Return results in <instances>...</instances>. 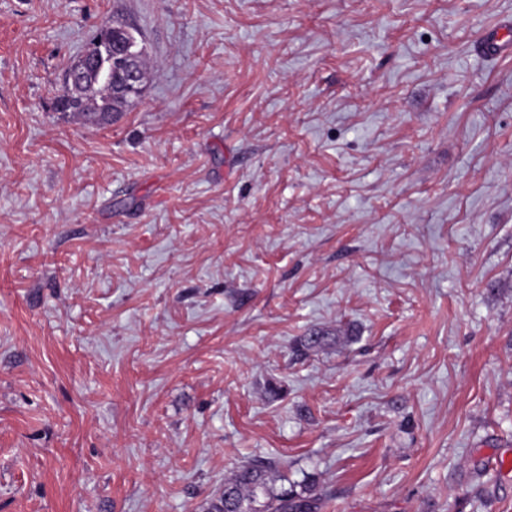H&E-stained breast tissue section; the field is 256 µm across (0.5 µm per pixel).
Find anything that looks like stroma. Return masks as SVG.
Returning a JSON list of instances; mask_svg holds the SVG:
<instances>
[{
    "mask_svg": "<svg viewBox=\"0 0 512 512\" xmlns=\"http://www.w3.org/2000/svg\"><path fill=\"white\" fill-rule=\"evenodd\" d=\"M144 90L55 110L113 14ZM512 0H0V512H512ZM317 331L329 345L299 353ZM97 60L101 59V56L98 52L94 50V45H89L86 51L80 56V58L72 64L69 69L66 71L63 77V87L69 88L72 85L76 84L82 77L84 73L85 65L88 63L89 59ZM326 495L315 478L288 479L276 461L251 459L224 478V489L211 499L208 512H322Z\"/></svg>",
    "mask_w": 512,
    "mask_h": 512,
    "instance_id": "35a3bbf8",
    "label": "stroma"
}]
</instances>
